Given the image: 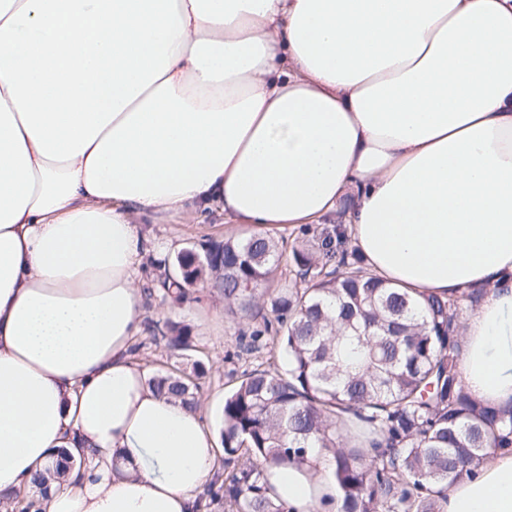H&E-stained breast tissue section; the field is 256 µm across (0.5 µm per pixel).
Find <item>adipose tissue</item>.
I'll return each instance as SVG.
<instances>
[{
  "instance_id": "ef3b65f1",
  "label": "adipose tissue",
  "mask_w": 512,
  "mask_h": 512,
  "mask_svg": "<svg viewBox=\"0 0 512 512\" xmlns=\"http://www.w3.org/2000/svg\"><path fill=\"white\" fill-rule=\"evenodd\" d=\"M339 213L381 280L456 298L468 393L512 405V0H0V493L70 465L38 512H196L201 409L166 401L144 331L143 215ZM322 454L272 468L339 512ZM441 512H512V450Z\"/></svg>"
}]
</instances>
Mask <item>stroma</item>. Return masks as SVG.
Wrapping results in <instances>:
<instances>
[{
  "label": "stroma",
  "instance_id": "35a3bbf8",
  "mask_svg": "<svg viewBox=\"0 0 512 512\" xmlns=\"http://www.w3.org/2000/svg\"><path fill=\"white\" fill-rule=\"evenodd\" d=\"M141 229L145 236L146 254L141 266L143 284L156 280L162 264H174L179 252L201 249L208 242L242 236V229L226 224L218 207H189L181 217L157 219L142 217ZM147 322L172 319L188 325L194 336L195 348L182 356H171L164 345L155 343L149 334L136 337L135 356L150 371L158 373L170 368L192 371L195 363H203L207 373L201 379V398L205 404L206 420L213 429L222 427L224 391L230 387V370H243L244 361L230 359L236 346L239 316L225 306L224 298L206 282L190 288L184 301L172 305L161 293H154L145 302Z\"/></svg>",
  "mask_w": 512,
  "mask_h": 512
}]
</instances>
